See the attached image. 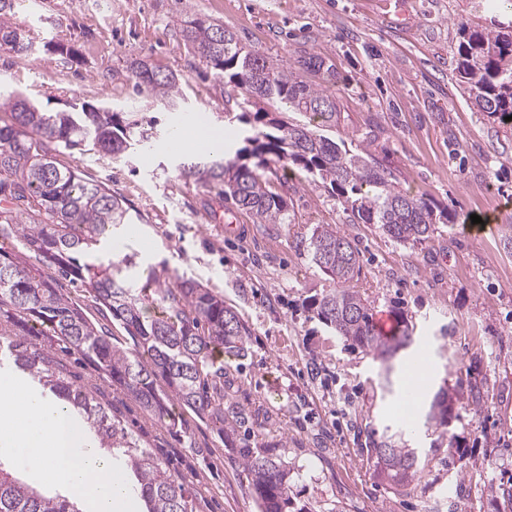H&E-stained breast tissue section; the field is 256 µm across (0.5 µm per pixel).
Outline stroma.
Here are the masks:
<instances>
[{
  "mask_svg": "<svg viewBox=\"0 0 512 512\" xmlns=\"http://www.w3.org/2000/svg\"><path fill=\"white\" fill-rule=\"evenodd\" d=\"M189 12L224 22L246 49L276 63L296 65L304 51L325 58L333 76L309 79L340 102L336 136L375 151L404 192L460 216L497 213V229L443 224L426 243L404 246L375 225L351 223L327 188L285 167L272 180L289 188L287 223L254 224L182 172L188 154L167 148L166 131L184 122L242 127L224 113L227 86L181 39ZM12 21L33 50H0L1 90L47 111L86 102L156 129L145 152L63 149L56 158L124 198L129 221L110 254L132 256L142 275L202 283L249 329L245 356L224 360V404L257 412L291 470L297 512H512L495 493L512 480V127L478 111L455 71L460 23L504 31L511 12L489 0H16ZM57 43L74 56L54 51ZM136 59L178 77L170 103L136 89ZM231 219L246 225L244 235H225ZM317 224L349 234L363 254L358 287L377 312L401 310L412 327L401 362L430 354L428 397L413 419L396 412L402 378L382 389L379 362L306 308L331 285L304 243ZM66 362L77 385L112 402L171 471L192 481L199 512H257L237 449L211 422L191 416L185 429L168 430L80 355ZM470 383L481 398L453 405L448 431L466 460L452 466L447 444L427 428L429 398ZM391 434L430 451L407 497L387 493L367 465V448Z\"/></svg>",
  "mask_w": 512,
  "mask_h": 512,
  "instance_id": "obj_1",
  "label": "stroma"
}]
</instances>
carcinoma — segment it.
<instances>
[{
    "label": "carcinoma",
    "instance_id": "cac0c4a2",
    "mask_svg": "<svg viewBox=\"0 0 512 512\" xmlns=\"http://www.w3.org/2000/svg\"><path fill=\"white\" fill-rule=\"evenodd\" d=\"M16 0H0V48L16 54L32 42L11 22ZM184 45L204 59L220 81L239 90L244 104L257 105L239 120L251 125L242 146L231 142L202 154L187 166L205 184L251 214L256 224H284L287 199L265 177L283 164L311 176L329 189L358 224H375L399 244L415 246L431 239L440 224H456L429 200L399 189L397 177L378 156L352 150L321 128L338 125L335 95L305 78L307 72L331 71L318 56L299 60V68L278 66L267 56L247 50L220 21L195 15L183 20ZM456 63L459 87L481 112L509 125L512 116V34L461 25ZM136 87L161 103L178 92L172 74L153 70L145 61L131 63ZM79 112H46L22 97L0 96V239L16 237L29 253L56 276L34 273L21 258L0 260V347L3 362L26 374L69 411L81 417L98 447L124 459L146 512H196L191 481L175 474L130 432L112 405L97 393L77 386L53 346L74 349L104 371L112 388L133 399L152 419L174 431L184 426L172 405L218 426L233 443L251 419L245 410L224 408V355H245L249 332L224 298L194 280L165 287L136 280L132 257L115 261L104 254L114 228L128 223L124 201L102 183L85 179L78 169L60 165L56 147L92 149L119 155L150 143L152 134L117 112L88 103ZM313 263L336 287L309 300L307 309L336 332L371 355L389 360L413 343L412 331L379 335L372 301L353 285L362 269L360 252L348 235L331 224H317L308 238ZM79 283L92 294L97 310L119 322L131 345L113 342V334L96 326L58 278ZM464 396L459 389L440 390L428 418L442 428L440 439L452 451L448 461L465 458L454 437L447 436L451 405ZM429 454L399 446L387 438L367 449V462L395 496L413 492ZM241 464L250 477V493L258 512H287L290 469L275 454V444L262 441L243 448ZM0 512H79L76 502L45 496L16 479L0 464Z\"/></svg>",
    "mask_w": 512,
    "mask_h": 512
}]
</instances>
